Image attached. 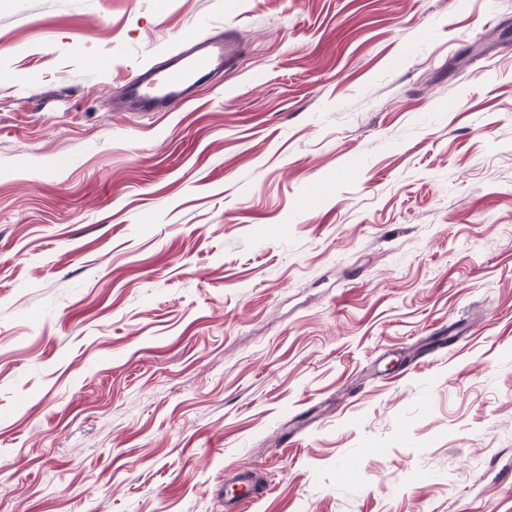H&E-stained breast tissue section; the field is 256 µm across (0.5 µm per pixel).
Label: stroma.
<instances>
[{"label":"stroma","mask_w":512,"mask_h":512,"mask_svg":"<svg viewBox=\"0 0 512 512\" xmlns=\"http://www.w3.org/2000/svg\"><path fill=\"white\" fill-rule=\"evenodd\" d=\"M0 512H512V0H0ZM243 54L233 30L217 36L191 35L185 44L131 75L124 98L137 112H172L196 96L201 83L224 81Z\"/></svg>","instance_id":"1"}]
</instances>
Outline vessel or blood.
I'll list each match as a JSON object with an SVG mask.
<instances>
[{
	"mask_svg": "<svg viewBox=\"0 0 512 512\" xmlns=\"http://www.w3.org/2000/svg\"><path fill=\"white\" fill-rule=\"evenodd\" d=\"M243 54L232 30L217 36H189L185 44L131 75L124 97L140 112H171L193 100L203 83L222 81Z\"/></svg>",
	"mask_w": 512,
	"mask_h": 512,
	"instance_id": "vessel-or-blood-1",
	"label": "vessel or blood"
}]
</instances>
